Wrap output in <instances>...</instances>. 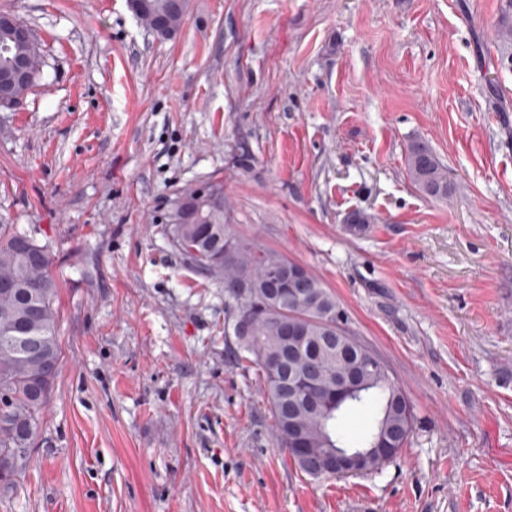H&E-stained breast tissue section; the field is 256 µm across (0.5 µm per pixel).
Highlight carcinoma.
<instances>
[{
  "label": "carcinoma",
  "instance_id": "1",
  "mask_svg": "<svg viewBox=\"0 0 512 512\" xmlns=\"http://www.w3.org/2000/svg\"><path fill=\"white\" fill-rule=\"evenodd\" d=\"M176 0H141L142 23L164 21L157 32L162 38L174 36L186 13L174 9ZM494 42L500 53L498 65L512 71V0H501L494 26ZM405 164L410 178L424 194L446 200L451 195L448 169L430 144L421 138L412 140L406 149ZM375 216L353 211L346 217L345 231L361 236L370 229ZM169 238L183 243L181 254L202 274L224 282V293L237 303V311L247 317L250 332L235 335L238 359L255 365L262 374L276 440L290 448L288 429H294L310 448H369L378 441L380 430H391L397 452L379 462L390 463L399 456L413 431L414 413L408 397L395 376L364 363L365 390L354 400L336 403V372L346 371L358 360L357 348L347 346L342 353L329 348L323 331L338 324L350 328L359 343L364 340L351 329V320L336 295L313 273L307 274L306 295L275 291L278 273L274 266L284 258L281 253L254 241L233 237L224 224V206L200 207L192 224H171ZM232 240L235 254L212 261L224 254V241ZM38 250L43 261L35 265L29 256ZM251 282L254 287L241 291L238 285ZM15 288L0 291V452L14 448L35 447L41 426L42 411L53 391L56 376L47 372L62 362L57 338L58 309L55 306L57 284L52 275V256L15 224H0V283ZM288 315L305 319L302 346L298 347L294 370L310 365L322 371L321 400L326 413L318 416L291 395L279 391L274 370L266 358L278 354V322ZM365 410L370 425L356 438L346 431V421L355 411Z\"/></svg>",
  "mask_w": 512,
  "mask_h": 512
}]
</instances>
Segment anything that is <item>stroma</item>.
<instances>
[{"label": "stroma", "instance_id": "stroma-1", "mask_svg": "<svg viewBox=\"0 0 512 512\" xmlns=\"http://www.w3.org/2000/svg\"><path fill=\"white\" fill-rule=\"evenodd\" d=\"M500 0H189L161 38L127 0H0L45 50L0 107V224L50 246L62 364L0 512H512V71ZM453 183L421 193L409 141ZM305 266L414 411L398 458L313 477L235 357L223 283L169 203ZM377 221L362 236L347 214ZM494 42L500 50L498 65L512 71V0H501L499 16L494 26Z\"/></svg>", "mask_w": 512, "mask_h": 512}]
</instances>
